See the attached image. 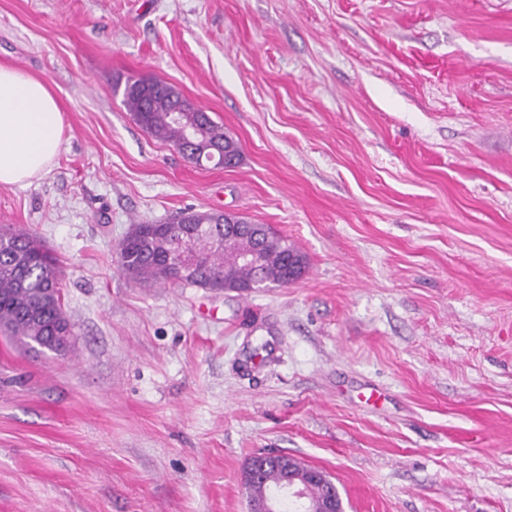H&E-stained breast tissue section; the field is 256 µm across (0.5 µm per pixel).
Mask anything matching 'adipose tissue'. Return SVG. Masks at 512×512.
<instances>
[{
  "mask_svg": "<svg viewBox=\"0 0 512 512\" xmlns=\"http://www.w3.org/2000/svg\"><path fill=\"white\" fill-rule=\"evenodd\" d=\"M63 132L48 86L0 66V185H23L45 173L60 152Z\"/></svg>",
  "mask_w": 512,
  "mask_h": 512,
  "instance_id": "adipose-tissue-1",
  "label": "adipose tissue"
}]
</instances>
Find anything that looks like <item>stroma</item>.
<instances>
[{
    "label": "stroma",
    "mask_w": 512,
    "mask_h": 512,
    "mask_svg": "<svg viewBox=\"0 0 512 512\" xmlns=\"http://www.w3.org/2000/svg\"><path fill=\"white\" fill-rule=\"evenodd\" d=\"M0 65L63 113L0 227L60 259L75 331L0 336V512H247L261 451L330 474L345 512H512V0H0ZM133 76L206 108L240 164L143 130ZM191 209L270 225L304 276L118 269L133 222Z\"/></svg>",
    "instance_id": "obj_1"
}]
</instances>
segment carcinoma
Masks as SVG:
<instances>
[{"label": "carcinoma", "mask_w": 512, "mask_h": 512, "mask_svg": "<svg viewBox=\"0 0 512 512\" xmlns=\"http://www.w3.org/2000/svg\"><path fill=\"white\" fill-rule=\"evenodd\" d=\"M141 79L130 77L123 90V103L138 125L154 138L180 149L186 146V125L208 122L206 137L194 145L202 153L212 142H221L226 154L240 157L235 140L224 127L199 112L186 113L184 120L173 118V109L181 93L173 85L156 81L150 92L140 87ZM249 224L244 218L224 223V213L210 209L187 211L169 224L136 222L119 243L117 265L130 279L145 288L158 284H181L197 288L230 290L247 295L256 288L282 287L290 284L289 262L297 264L295 278L306 271V257L287 238L269 239L264 225L250 227L249 243L258 249L259 264L243 262L240 246L224 244V238L243 231ZM186 237L198 243L194 268L180 271L170 255ZM62 270L36 234L24 229L0 228V333L25 347L62 352L72 346L74 324L61 315ZM262 478L267 486L282 477L283 464H301L287 454L264 458Z\"/></svg>", "instance_id": "obj_1"}]
</instances>
